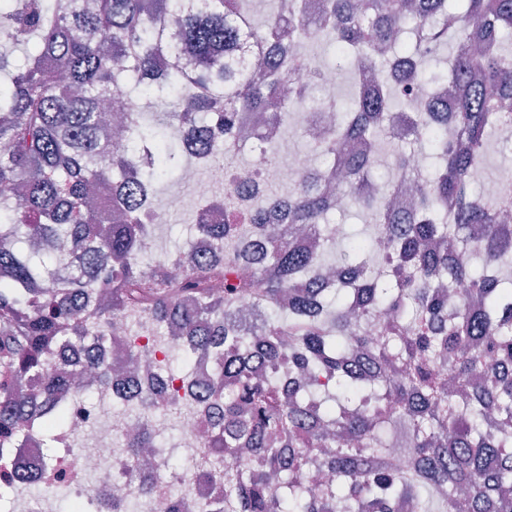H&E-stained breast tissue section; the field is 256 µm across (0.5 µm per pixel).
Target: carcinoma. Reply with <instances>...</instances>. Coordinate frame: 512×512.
Returning a JSON list of instances; mask_svg holds the SVG:
<instances>
[{"label":"carcinoma","mask_w":512,"mask_h":512,"mask_svg":"<svg viewBox=\"0 0 512 512\" xmlns=\"http://www.w3.org/2000/svg\"><path fill=\"white\" fill-rule=\"evenodd\" d=\"M253 0H5L0 31L11 44L37 39L23 69L0 81V448L36 437L57 447L76 382L106 370L115 320L150 315L171 331L148 348L132 335L117 362L152 355L163 385L134 405L141 428L125 440L115 477L147 500L141 452L158 448L151 422L188 415L207 421L203 461L180 470L172 512H512V231L500 223L512 195L471 192L489 138L512 130V0H306L252 18ZM329 38L353 63L352 106L325 102L335 122L305 131L346 175L351 205L373 215L371 233L325 254L337 211L320 193L321 170L298 175L286 195L254 201L250 224H209L189 213L215 250L158 257L149 218L155 183L187 165L235 153L240 119L268 114L280 138L305 98L287 97L301 63L316 66L313 41ZM449 48L448 68L430 56ZM169 58L161 76L157 58ZM448 78V103L405 100L404 126L387 115L403 87L433 89ZM115 93L140 102L125 135L100 123ZM200 127L224 147L194 146ZM428 147L435 170L399 168L374 182L382 144ZM417 191L407 211L392 192ZM288 203L273 236L272 211ZM250 279L239 274L252 249ZM224 280V296L211 291ZM249 299L256 315L236 306ZM383 306L409 326H385L373 342L350 316L369 321ZM495 357L486 373L485 355ZM213 377L197 396L192 358ZM448 378H443V366ZM249 455L256 465L235 460ZM332 475L311 489L319 456ZM224 493L187 499L186 483ZM130 497V498H132ZM130 498L106 512H127Z\"/></svg>","instance_id":"1"}]
</instances>
